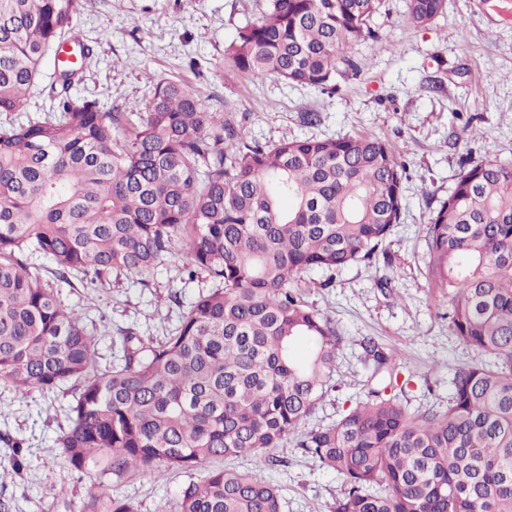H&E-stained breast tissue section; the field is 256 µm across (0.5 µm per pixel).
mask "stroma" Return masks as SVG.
<instances>
[{
	"label": "stroma",
	"instance_id": "1",
	"mask_svg": "<svg viewBox=\"0 0 512 512\" xmlns=\"http://www.w3.org/2000/svg\"><path fill=\"white\" fill-rule=\"evenodd\" d=\"M266 0H86L76 29L93 59L70 92L128 112L142 108L153 82L180 83L265 145L296 138L366 134L385 139L407 166L405 209L376 256L335 272L304 274L306 301L336 326L338 387L305 419L303 429L332 424L369 390L370 371L355 340L374 337L393 349L408 378L400 399L412 414L448 407L450 380L472 361L448 323V291L430 275L428 218L455 185L460 160L512 161V0H447L424 28L405 19L406 0H384L371 27L379 42L348 54L355 69L336 76L329 95L274 76L249 77L230 68L224 50L238 28L258 19ZM307 112L321 120L304 124ZM210 286L189 277L181 261L143 275H121L102 287H62L65 304L95 324L96 365L112 361L117 329L161 340ZM68 393L25 394L0 384V438L24 439V466L0 482L9 512H79L95 470L68 468L57 445L66 429ZM274 461L245 454L226 465L255 472L282 490L284 512H326L342 489L292 441ZM205 467L165 477L138 472L107 479L106 495L130 501L137 512H168L181 488Z\"/></svg>",
	"mask_w": 512,
	"mask_h": 512
}]
</instances>
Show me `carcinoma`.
Listing matches in <instances>:
<instances>
[{
    "instance_id": "1",
    "label": "carcinoma",
    "mask_w": 512,
    "mask_h": 512,
    "mask_svg": "<svg viewBox=\"0 0 512 512\" xmlns=\"http://www.w3.org/2000/svg\"><path fill=\"white\" fill-rule=\"evenodd\" d=\"M85 0H0V113L20 111L46 55L49 113L0 125V382L68 387V465L122 478L193 470L293 437L342 480L329 512H512V163L464 161L426 227L430 271L448 289L454 334L479 358L457 369L443 413L412 415L388 393L396 352L356 344L377 386L334 423L301 430L337 384L341 336L298 291L301 275L372 260L404 209L406 165L375 136L265 146L181 84L111 112L69 94L91 49L73 24ZM381 0H268L225 60L248 75L336 92L347 50L374 39ZM427 27L446 0H407ZM38 254L46 265L29 258ZM209 291L165 341L119 332L120 359L96 369L97 340L56 286L141 275L171 259ZM81 512H136L95 485ZM171 512H282L279 488L213 468Z\"/></svg>"
}]
</instances>
